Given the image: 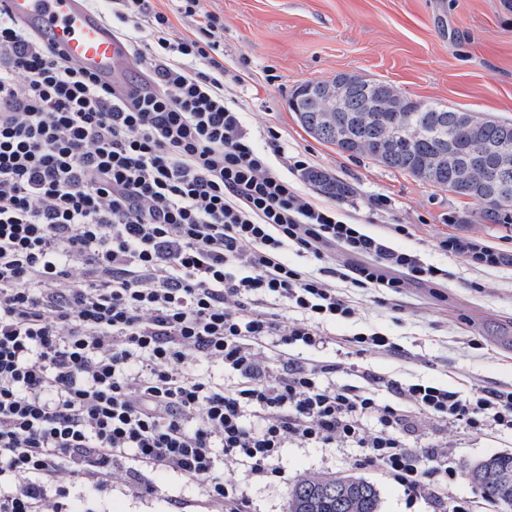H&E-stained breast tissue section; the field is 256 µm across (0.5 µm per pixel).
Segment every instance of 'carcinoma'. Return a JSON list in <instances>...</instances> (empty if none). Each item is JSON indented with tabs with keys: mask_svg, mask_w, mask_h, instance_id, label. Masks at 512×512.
Wrapping results in <instances>:
<instances>
[{
	"mask_svg": "<svg viewBox=\"0 0 512 512\" xmlns=\"http://www.w3.org/2000/svg\"><path fill=\"white\" fill-rule=\"evenodd\" d=\"M347 88L344 110L328 108L327 97L336 85ZM297 122L315 139L336 146L349 157H366L416 180L440 185L475 201L476 220L483 224H512V199L491 203L485 188L491 181L505 183L512 193V165L497 170L477 167L461 174L460 162L448 161V149L436 139L451 133L456 155L480 153L491 144L512 140V122L488 119L473 129L458 120V110L435 102L412 99L392 85L357 80L340 73L331 81L306 82L289 100ZM306 178L338 199L350 192L344 182L312 170ZM465 476L482 494L494 500L512 498V454L476 462ZM288 512H381L375 484L352 477L309 476L294 483L288 493Z\"/></svg>",
	"mask_w": 512,
	"mask_h": 512,
	"instance_id": "cac0c4a2",
	"label": "carcinoma"
}]
</instances>
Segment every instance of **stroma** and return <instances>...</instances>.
<instances>
[{"instance_id": "1", "label": "stroma", "mask_w": 512, "mask_h": 512, "mask_svg": "<svg viewBox=\"0 0 512 512\" xmlns=\"http://www.w3.org/2000/svg\"><path fill=\"white\" fill-rule=\"evenodd\" d=\"M204 6L224 17V65L244 75L242 83L226 87L225 95L239 105L247 127L258 136L275 128L289 153L306 154L314 168L350 185L342 209L348 222L451 273L442 294L408 289L396 310L349 289L360 315L327 323L328 332L340 340L371 328L392 336L402 354L353 357L360 370L388 380H423L464 393L512 388V266L474 270L430 245L442 232H476L512 251V228L459 223L460 215L475 212L471 199L368 158L339 155L335 146L306 133L288 107L300 84L351 73L388 83L414 99L512 120V0H205ZM383 196L390 206L380 210L375 203ZM395 224L412 225V236L395 235ZM472 280L481 282V290L469 288ZM452 440V462L460 476L449 489L451 498L477 502L481 512H499L463 471L512 453V434L457 432ZM276 466L278 476L261 482L238 473L246 512H288V491L298 479L335 473L377 485L382 512H448L447 503L408 496L380 467L360 462L354 448L288 447ZM140 482L137 488L116 486L101 494L76 486L67 508L82 512L93 497L99 512H171V501L178 498L182 512H204L200 486L162 469L142 470Z\"/></svg>"}]
</instances>
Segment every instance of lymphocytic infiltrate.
Segmentation results:
<instances>
[{
    "mask_svg": "<svg viewBox=\"0 0 512 512\" xmlns=\"http://www.w3.org/2000/svg\"><path fill=\"white\" fill-rule=\"evenodd\" d=\"M116 4L144 79L123 96L0 12V512H64L74 486H134L148 467L204 484L209 512H244L239 466L267 478L290 446L356 448L447 497L451 443L423 444L425 426L512 432V389L341 384L354 363L313 353L342 347L325 322L359 313L338 282L384 305L449 271L299 191L275 161H310L274 129L258 149L201 0ZM434 247L512 265L479 235Z\"/></svg>",
    "mask_w": 512,
    "mask_h": 512,
    "instance_id": "1",
    "label": "lymphocytic infiltrate"
}]
</instances>
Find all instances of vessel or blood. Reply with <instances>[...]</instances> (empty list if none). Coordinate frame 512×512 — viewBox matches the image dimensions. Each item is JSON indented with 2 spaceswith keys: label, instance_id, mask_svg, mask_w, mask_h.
<instances>
[{
  "label": "vessel or blood",
  "instance_id": "b4317fda",
  "mask_svg": "<svg viewBox=\"0 0 512 512\" xmlns=\"http://www.w3.org/2000/svg\"><path fill=\"white\" fill-rule=\"evenodd\" d=\"M0 9L116 93L125 92L135 62L86 0H0Z\"/></svg>",
  "mask_w": 512,
  "mask_h": 512
}]
</instances>
